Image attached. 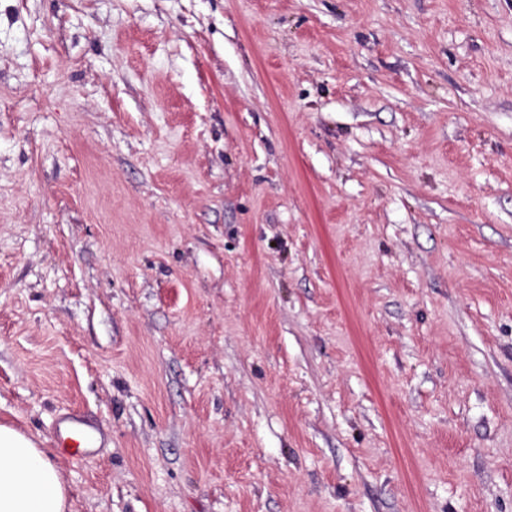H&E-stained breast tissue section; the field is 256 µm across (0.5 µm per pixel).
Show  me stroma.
Segmentation results:
<instances>
[{"label": "stroma", "mask_w": 512, "mask_h": 512, "mask_svg": "<svg viewBox=\"0 0 512 512\" xmlns=\"http://www.w3.org/2000/svg\"><path fill=\"white\" fill-rule=\"evenodd\" d=\"M1 423L67 512H512V0H0ZM89 429L96 430L87 417L77 413H69L59 421L56 427L58 447L74 450L75 453H81L86 457L93 455L96 450L88 447L90 442Z\"/></svg>", "instance_id": "35a3bbf8"}]
</instances>
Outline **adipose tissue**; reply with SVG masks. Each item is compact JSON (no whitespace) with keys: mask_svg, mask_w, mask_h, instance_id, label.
<instances>
[{"mask_svg":"<svg viewBox=\"0 0 512 512\" xmlns=\"http://www.w3.org/2000/svg\"><path fill=\"white\" fill-rule=\"evenodd\" d=\"M67 490L44 449L0 424V512H66Z\"/></svg>","mask_w":512,"mask_h":512,"instance_id":"adipose-tissue-1","label":"adipose tissue"}]
</instances>
